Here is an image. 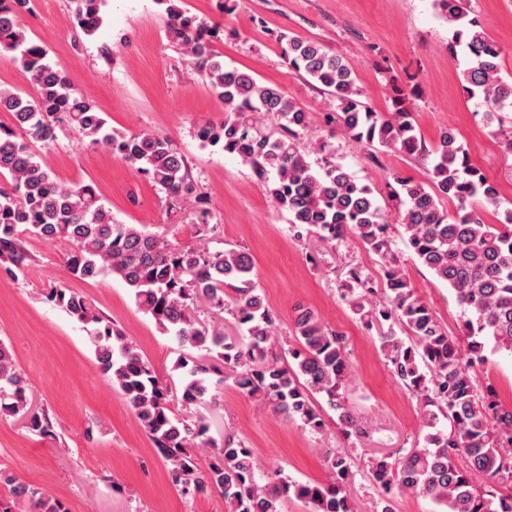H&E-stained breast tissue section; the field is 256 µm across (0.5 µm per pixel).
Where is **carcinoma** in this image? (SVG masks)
<instances>
[{
	"mask_svg": "<svg viewBox=\"0 0 512 512\" xmlns=\"http://www.w3.org/2000/svg\"><path fill=\"white\" fill-rule=\"evenodd\" d=\"M30 0H0V51L11 52L30 76L37 96L0 88V258L23 271L20 236L64 240L69 273L82 280L111 274L131 290L135 302L178 345L179 382L158 377L132 341L104 318L86 297L54 288L48 299L81 323L94 324L98 367L130 405L158 452L171 463L172 477L185 493L217 490L228 512H281L294 498L310 512H356L349 488L354 460L344 449L329 453L331 476L324 483L286 481L277 474L265 484L256 479L259 463L232 436L217 445L209 436L206 413L220 405V385L230 380L289 419L300 418L313 430L324 421L314 395L323 394L344 432L361 437L367 428L348 405L352 376L344 336L327 328L308 308L296 309L295 343L288 359L277 351L274 316L255 281L253 259L242 249L184 245L168 230L120 224L112 218L90 184L63 183L43 167L34 150L49 146L56 128L70 125L90 144L117 153L149 176L167 197L192 205L206 222L203 193L191 183L184 158L165 138L142 133L129 138L107 126L102 114L74 90L48 59L46 48L28 37L21 24ZM103 0H79L76 19L85 36L97 31ZM448 22V52L462 57L459 80L470 99L494 103L487 122L512 111V81L501 76L500 48L468 17L464 0H435ZM169 35L180 42L191 70L224 104V120L199 128L201 143L221 146L262 174H273L270 192L295 226L315 227L326 240L350 232L381 259L383 297L365 312L369 325L388 326L380 334L393 376L422 404L423 425L431 429L425 446L411 448L397 460L387 455L368 461L366 477L384 491L374 512H394L390 498L398 488L431 500L438 512H512V409L494 388L479 387L472 369L484 360L486 344L512 355V208L497 224L484 221L483 210L500 204V190L455 134L445 130L432 149L429 181L395 177L394 197L403 206L400 224L416 259L448 285L464 311L466 348L448 335L433 309L416 295L390 253L387 217L372 189L332 160L328 142L319 145L322 162L312 163L298 140L307 132L306 109L281 86L264 85L252 75L224 67L213 47L219 29L196 24L172 4ZM288 71L305 75L336 99V125L353 140L408 155L426 151L418 137L409 97L418 89L395 79L392 110L372 111L348 61L322 45L279 36ZM454 205L450 212L442 201ZM226 313L234 331L222 323L194 316L199 306ZM402 335H397L394 327ZM192 410L193 417L176 412ZM0 418H16L39 435L51 433L48 416L32 406L27 380L9 348L0 341ZM447 429L437 428L440 419ZM211 448L207 467L193 449ZM10 494L30 503V512H67L53 495L0 470Z\"/></svg>",
	"mask_w": 512,
	"mask_h": 512,
	"instance_id": "obj_1",
	"label": "carcinoma"
}]
</instances>
